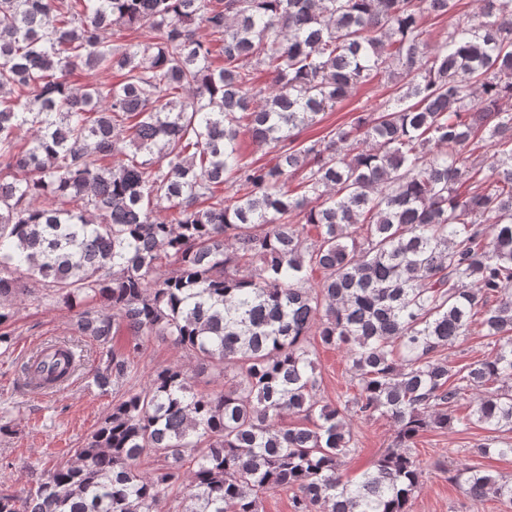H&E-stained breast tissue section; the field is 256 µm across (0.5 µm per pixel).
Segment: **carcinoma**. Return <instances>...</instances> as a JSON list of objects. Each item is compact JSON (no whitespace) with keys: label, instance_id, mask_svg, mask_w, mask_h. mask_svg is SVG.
<instances>
[{"label":"carcinoma","instance_id":"carcinoma-1","mask_svg":"<svg viewBox=\"0 0 512 512\" xmlns=\"http://www.w3.org/2000/svg\"><path fill=\"white\" fill-rule=\"evenodd\" d=\"M477 2L0 0V346L29 279L100 300L76 335L130 336L99 352L103 392L153 337L234 370L207 391L153 372L26 493L0 490V512H261L280 490L292 512H409L424 432H512V0ZM427 16L448 18L443 40ZM113 27L159 37L119 45ZM79 67L116 80L76 87ZM378 77L394 87L378 112L298 142ZM474 325L492 355L459 366L446 351ZM312 334L349 363L341 404L317 397ZM81 353H33L22 385L67 384ZM377 414L394 445L351 478V421ZM465 473L472 504L512 506V479Z\"/></svg>","mask_w":512,"mask_h":512}]
</instances>
